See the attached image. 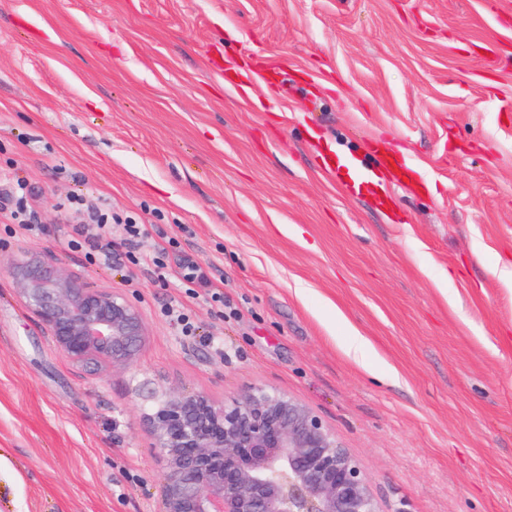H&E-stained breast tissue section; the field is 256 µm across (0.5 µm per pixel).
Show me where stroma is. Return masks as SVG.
Here are the masks:
<instances>
[{"instance_id":"1","label":"stroma","mask_w":512,"mask_h":512,"mask_svg":"<svg viewBox=\"0 0 512 512\" xmlns=\"http://www.w3.org/2000/svg\"><path fill=\"white\" fill-rule=\"evenodd\" d=\"M381 145L410 180L371 182ZM0 176L44 226L0 244V512H157L155 393L257 386L322 419L380 512H512V0H0ZM73 197L150 225L140 250L177 237L223 312L129 265L121 227L110 263L68 250ZM32 257L137 306L131 364L56 347ZM162 315L174 326L180 336L192 338L198 336V327L190 319L187 307L182 301L178 299L170 301L162 309ZM344 353L355 363L369 370L372 367V347L366 337L357 330L350 329V335L343 342Z\"/></svg>"}]
</instances>
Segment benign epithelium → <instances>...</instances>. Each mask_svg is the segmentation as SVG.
I'll return each instance as SVG.
<instances>
[{"mask_svg":"<svg viewBox=\"0 0 512 512\" xmlns=\"http://www.w3.org/2000/svg\"><path fill=\"white\" fill-rule=\"evenodd\" d=\"M14 270L21 299L72 361L98 369L134 359L144 332L128 299L45 260ZM145 418L164 470L159 512H380L356 460L284 393L253 388L221 404L164 394Z\"/></svg>","mask_w":512,"mask_h":512,"instance_id":"benign-epithelium-1","label":"benign epithelium"}]
</instances>
